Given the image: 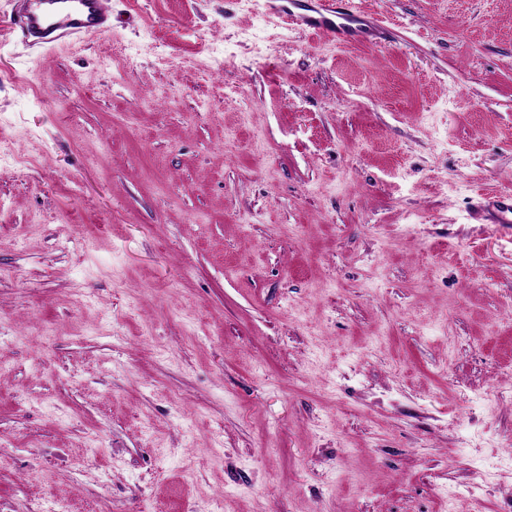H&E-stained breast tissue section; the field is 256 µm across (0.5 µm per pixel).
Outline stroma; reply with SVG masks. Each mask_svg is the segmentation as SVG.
Returning a JSON list of instances; mask_svg holds the SVG:
<instances>
[{
  "label": "stroma",
  "instance_id": "stroma-1",
  "mask_svg": "<svg viewBox=\"0 0 512 512\" xmlns=\"http://www.w3.org/2000/svg\"><path fill=\"white\" fill-rule=\"evenodd\" d=\"M0 0V512H512V0ZM105 0H33L15 19L38 44L100 34L111 28ZM269 6L274 12L283 14L290 24L322 33L342 43L357 41L358 26L367 15L352 0L319 1V8L313 11L316 15L296 14L290 8L287 11L277 9L273 4ZM484 198L492 203L496 224H512V195L511 194H487Z\"/></svg>",
  "mask_w": 512,
  "mask_h": 512
}]
</instances>
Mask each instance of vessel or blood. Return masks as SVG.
<instances>
[{"label":"vessel or blood","mask_w":512,"mask_h":512,"mask_svg":"<svg viewBox=\"0 0 512 512\" xmlns=\"http://www.w3.org/2000/svg\"><path fill=\"white\" fill-rule=\"evenodd\" d=\"M290 24L327 35L342 43L354 42L366 14L353 0H320L315 14L286 11ZM23 32L38 44L95 35L111 27L105 0H30L15 19Z\"/></svg>","instance_id":"b4317fda"}]
</instances>
